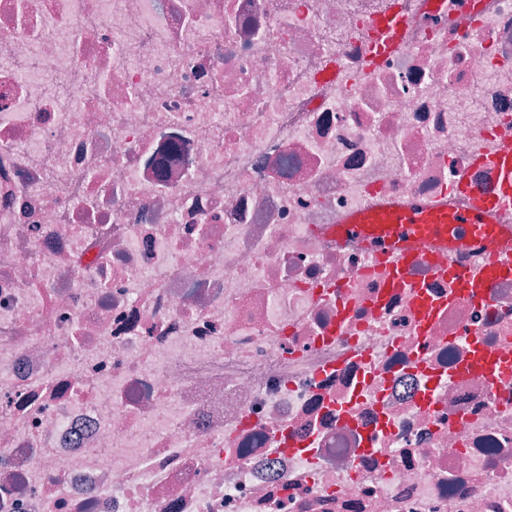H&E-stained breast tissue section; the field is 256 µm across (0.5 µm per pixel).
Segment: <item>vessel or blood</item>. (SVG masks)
I'll use <instances>...</instances> for the list:
<instances>
[{
    "mask_svg": "<svg viewBox=\"0 0 512 512\" xmlns=\"http://www.w3.org/2000/svg\"><path fill=\"white\" fill-rule=\"evenodd\" d=\"M409 25L410 20L405 16L390 17L384 26L382 41L376 46L377 51L400 46ZM489 161L500 174L501 182L494 193L478 196L474 210L451 212L444 207L425 204L389 206L366 211L354 216L353 221L366 229L378 225L379 236L387 239L394 251H408L428 238L494 248L491 214L512 210V139L502 140Z\"/></svg>",
    "mask_w": 512,
    "mask_h": 512,
    "instance_id": "1",
    "label": "vessel or blood"
}]
</instances>
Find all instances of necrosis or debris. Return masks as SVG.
I'll return each instance as SVG.
<instances>
[{
	"mask_svg": "<svg viewBox=\"0 0 512 512\" xmlns=\"http://www.w3.org/2000/svg\"><path fill=\"white\" fill-rule=\"evenodd\" d=\"M422 13L0 0V512H512V221L341 231L496 185L512 0ZM411 20L406 16L394 15L386 22L383 33L382 42L378 43L376 50L382 52L400 46L404 31L410 26ZM488 161L500 174L501 182L494 193L477 197L474 210L449 212L447 207L425 204L389 206L350 217L348 223L362 224L367 230L373 224H381L377 236L389 240L390 250L401 254L428 238L446 244L477 243L493 250L495 235L489 224L496 222L490 213L512 210V139L502 140Z\"/></svg>",
	"mask_w": 512,
	"mask_h": 512,
	"instance_id": "1",
	"label": "necrosis or debris"
}]
</instances>
